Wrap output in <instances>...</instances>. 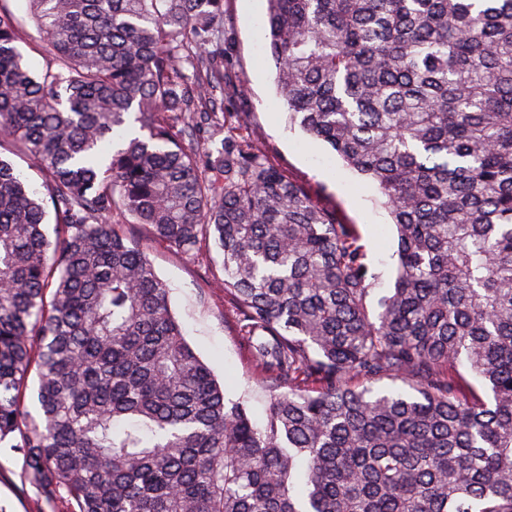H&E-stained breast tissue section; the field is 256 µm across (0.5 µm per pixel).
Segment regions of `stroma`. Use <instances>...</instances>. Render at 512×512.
Instances as JSON below:
<instances>
[{"label": "stroma", "instance_id": "35a3bbf8", "mask_svg": "<svg viewBox=\"0 0 512 512\" xmlns=\"http://www.w3.org/2000/svg\"><path fill=\"white\" fill-rule=\"evenodd\" d=\"M267 0H225V51L242 92L225 100L231 121L226 131L238 139L264 143L271 161L303 184L323 205L354 224L378 273L375 296L390 286L397 263V237L376 186L349 169L324 144L290 125L276 93L274 75L265 61ZM133 246L142 249L166 283L172 309L185 328V338L214 370L228 396L249 402L255 419H263L267 393L253 379V366L241 351L233 308L214 288L222 278L216 251L188 258L156 239L147 226L120 227ZM0 504L8 512H70L67 500L47 506L35 488L25 483L22 461L0 448Z\"/></svg>", "mask_w": 512, "mask_h": 512}]
</instances>
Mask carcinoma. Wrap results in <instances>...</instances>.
<instances>
[{"mask_svg":"<svg viewBox=\"0 0 512 512\" xmlns=\"http://www.w3.org/2000/svg\"><path fill=\"white\" fill-rule=\"evenodd\" d=\"M28 2L39 70L0 0V148L33 160L54 219L51 239L0 157V443L26 482L74 512H512V0H267L289 118L392 217L375 314L354 225L218 139L241 91L224 0ZM118 224L222 256L262 425Z\"/></svg>","mask_w":512,"mask_h":512,"instance_id":"cac0c4a2","label":"carcinoma"}]
</instances>
